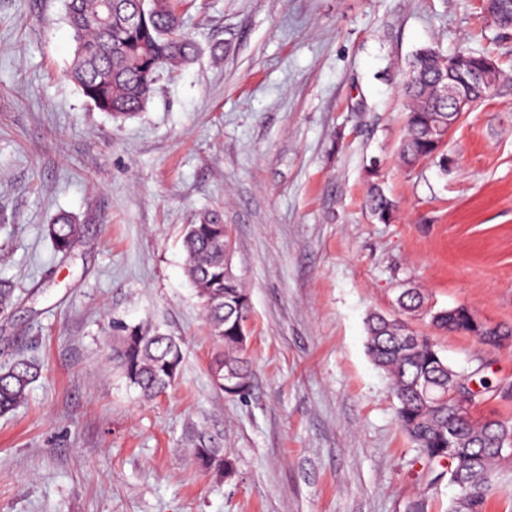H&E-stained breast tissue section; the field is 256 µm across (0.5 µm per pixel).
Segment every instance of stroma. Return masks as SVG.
Returning a JSON list of instances; mask_svg holds the SVG:
<instances>
[{
    "mask_svg": "<svg viewBox=\"0 0 512 512\" xmlns=\"http://www.w3.org/2000/svg\"><path fill=\"white\" fill-rule=\"evenodd\" d=\"M63 16L64 0H0V363L41 366L0 416V512H448L458 489L429 484L366 320L421 288L512 328V29L483 0H197L196 58L123 120L68 78ZM425 48L486 53L506 79L408 168L401 89ZM374 181L397 205L386 224L365 206ZM208 210L252 299L243 399L210 383L184 273L183 229ZM62 213L84 227L66 256L47 235ZM409 324L498 384L476 416L512 418V340ZM123 325L182 341L166 393L120 377ZM200 430L232 480L196 464Z\"/></svg>",
    "mask_w": 512,
    "mask_h": 512,
    "instance_id": "1",
    "label": "stroma"
}]
</instances>
